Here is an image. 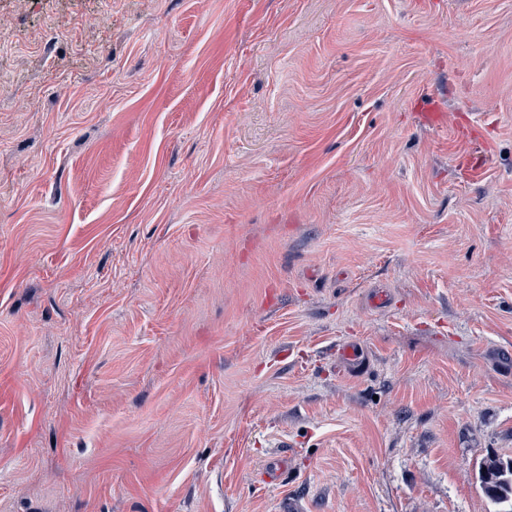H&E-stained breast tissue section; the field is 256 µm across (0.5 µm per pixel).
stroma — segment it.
I'll return each instance as SVG.
<instances>
[{
  "label": "stroma",
  "mask_w": 512,
  "mask_h": 512,
  "mask_svg": "<svg viewBox=\"0 0 512 512\" xmlns=\"http://www.w3.org/2000/svg\"><path fill=\"white\" fill-rule=\"evenodd\" d=\"M492 454L512 0H0V512H494ZM336 357L347 370H359L363 366V351L354 341H345L336 348Z\"/></svg>",
  "instance_id": "35a3bbf8"
}]
</instances>
